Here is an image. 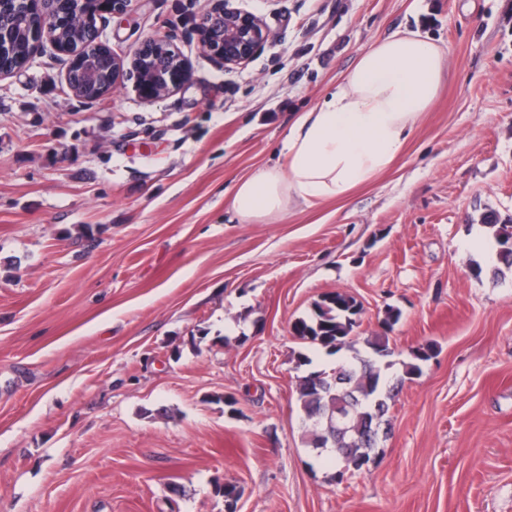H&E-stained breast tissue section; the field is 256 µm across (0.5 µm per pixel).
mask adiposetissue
<instances>
[{"label":"adipose tissue","instance_id":"1","mask_svg":"<svg viewBox=\"0 0 512 512\" xmlns=\"http://www.w3.org/2000/svg\"><path fill=\"white\" fill-rule=\"evenodd\" d=\"M444 60V50L416 32L372 45L334 92L290 125L280 145L286 166L259 168L238 183V222L276 219L294 202L344 197L390 166L432 106Z\"/></svg>","mask_w":512,"mask_h":512}]
</instances>
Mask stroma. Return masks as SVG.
I'll return each instance as SVG.
<instances>
[{
    "instance_id": "1",
    "label": "stroma",
    "mask_w": 512,
    "mask_h": 512,
    "mask_svg": "<svg viewBox=\"0 0 512 512\" xmlns=\"http://www.w3.org/2000/svg\"><path fill=\"white\" fill-rule=\"evenodd\" d=\"M232 5L271 32L232 71L195 32L209 0L107 19L115 52L160 32L189 61L159 101L126 78L83 103L48 46L0 80V512H225L227 481L237 512H512V272L472 270L485 216L512 219V0ZM403 30L449 56L396 161L237 223L236 185L278 163L296 114ZM335 291L403 378L342 483L306 444L292 335Z\"/></svg>"
}]
</instances>
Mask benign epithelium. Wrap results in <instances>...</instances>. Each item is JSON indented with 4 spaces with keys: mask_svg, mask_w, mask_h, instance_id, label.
I'll return each mask as SVG.
<instances>
[{
    "mask_svg": "<svg viewBox=\"0 0 512 512\" xmlns=\"http://www.w3.org/2000/svg\"><path fill=\"white\" fill-rule=\"evenodd\" d=\"M131 0H0V17L23 9L19 23L0 24V79L22 69L45 43L66 63V83L74 96L94 103L106 96L118 78H135L140 96L159 101L186 81L188 64L171 40L154 34L140 41L127 55L115 53L102 40L106 16L128 12ZM213 0L197 31L203 49L217 67H240L265 47L270 30L263 19ZM85 29L87 37L67 40L62 33Z\"/></svg>",
    "mask_w": 512,
    "mask_h": 512,
    "instance_id": "obj_1",
    "label": "benign epithelium"
}]
</instances>
